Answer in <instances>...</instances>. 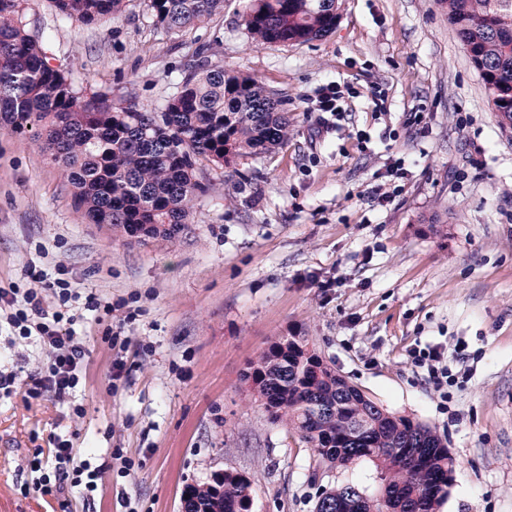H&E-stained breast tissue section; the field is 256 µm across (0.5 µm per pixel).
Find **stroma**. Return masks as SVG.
<instances>
[{
	"mask_svg": "<svg viewBox=\"0 0 512 512\" xmlns=\"http://www.w3.org/2000/svg\"><path fill=\"white\" fill-rule=\"evenodd\" d=\"M245 4L167 32L144 0L96 26L25 2L53 65L88 90L157 109L203 60L286 99L289 128L273 151L204 167L215 188L187 233L144 242L89 223L42 141L0 130V286L33 287L25 268L45 249L80 292L111 302L120 338L105 343L93 317L78 324L89 355L63 407L0 398V512H180L186 487L223 472L250 480L251 512H315L324 490L374 467H317L256 400L250 363L293 333L442 439L456 470L437 512H512V129L440 0H339L327 37L275 46L250 38ZM329 82L342 97L327 120L310 98ZM414 112L426 134L408 125ZM437 343L471 368L440 390L409 355ZM119 355L129 375L113 382ZM56 435L78 462L105 465L91 500L34 489L54 469L29 463Z\"/></svg>",
	"mask_w": 512,
	"mask_h": 512,
	"instance_id": "35a3bbf8",
	"label": "stroma"
}]
</instances>
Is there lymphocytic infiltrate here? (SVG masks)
Instances as JSON below:
<instances>
[{"label":"lymphocytic infiltrate","mask_w":512,"mask_h":512,"mask_svg":"<svg viewBox=\"0 0 512 512\" xmlns=\"http://www.w3.org/2000/svg\"><path fill=\"white\" fill-rule=\"evenodd\" d=\"M29 277L38 280V288L26 290L16 285L0 287V317L17 330L19 336L38 343L48 360L41 368L18 379L16 372L0 369V395L22 390L25 399H50L66 402L78 383V374L88 354L75 329L77 315H64L62 308L76 296L75 286L67 278L64 265L53 272L28 267ZM51 291L56 305L46 304L43 293Z\"/></svg>","instance_id":"obj_1"}]
</instances>
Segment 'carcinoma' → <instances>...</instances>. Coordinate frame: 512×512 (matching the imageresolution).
I'll use <instances>...</instances> for the list:
<instances>
[{"label": "carcinoma", "instance_id": "1", "mask_svg": "<svg viewBox=\"0 0 512 512\" xmlns=\"http://www.w3.org/2000/svg\"><path fill=\"white\" fill-rule=\"evenodd\" d=\"M61 18L108 22L126 0H53ZM469 54L503 127L512 128V0H440ZM224 0H148L154 23L193 29ZM336 0H249L245 29L262 44H308L336 28ZM49 36L26 22L24 0H0V125L43 138L62 169L77 208L94 224L141 242L174 239L188 229L202 160L230 166L288 139L283 101L249 76L201 65L184 75L157 110L134 101L114 106L52 66ZM245 379L270 418L311 444L319 462L349 469L370 461L379 485L350 481L316 512H435L448 496L455 460L429 426L389 413L326 364L303 336L273 343ZM249 479L224 473V494L193 487V512H250Z\"/></svg>", "mask_w": 512, "mask_h": 512}]
</instances>
